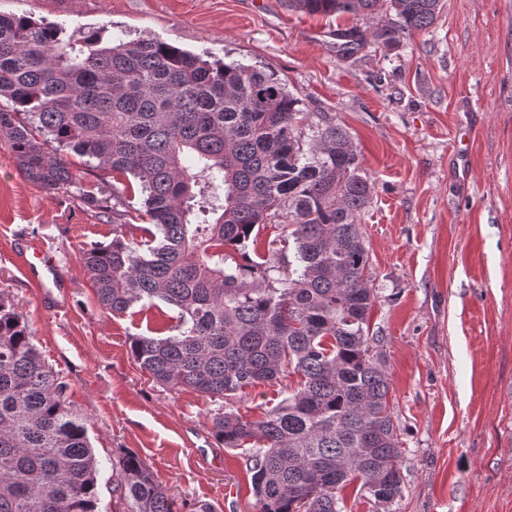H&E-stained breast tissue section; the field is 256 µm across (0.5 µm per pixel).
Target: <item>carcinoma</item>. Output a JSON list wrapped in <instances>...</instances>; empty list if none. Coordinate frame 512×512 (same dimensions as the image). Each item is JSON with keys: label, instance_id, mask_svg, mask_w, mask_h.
Returning a JSON list of instances; mask_svg holds the SVG:
<instances>
[{"label": "carcinoma", "instance_id": "cac0c4a2", "mask_svg": "<svg viewBox=\"0 0 512 512\" xmlns=\"http://www.w3.org/2000/svg\"><path fill=\"white\" fill-rule=\"evenodd\" d=\"M391 45L436 20L442 0H288L310 15L369 17L383 4ZM340 46L360 30H336ZM0 138L22 175L56 193L79 185L62 154L112 172L122 216L138 183L152 228L79 261L100 307L124 314L160 301L177 311L167 336L130 341L135 363L167 391L222 402L290 374L297 387L255 419L219 406L212 435L248 453L258 512H342L340 492L385 506L402 489V441L389 409L378 297L360 216L373 186L348 131L312 120L278 76L209 61L153 38H112L108 26L67 31L0 13ZM264 224L286 225L292 256L250 250ZM68 384L42 358L14 307L0 300V512H100L99 461ZM126 512H179L134 452L112 460Z\"/></svg>", "mask_w": 512, "mask_h": 512}]
</instances>
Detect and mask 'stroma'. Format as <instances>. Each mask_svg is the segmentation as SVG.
<instances>
[{
	"instance_id": "obj_1",
	"label": "stroma",
	"mask_w": 512,
	"mask_h": 512,
	"mask_svg": "<svg viewBox=\"0 0 512 512\" xmlns=\"http://www.w3.org/2000/svg\"><path fill=\"white\" fill-rule=\"evenodd\" d=\"M0 12L110 25L206 59L274 72L307 111L341 124L373 184L361 216L379 290L370 331L382 339L390 409L404 442L392 512H512V0H445L434 24L393 45L374 19L289 10L285 0H0ZM364 43L336 45L339 28ZM477 127L469 180L450 155L457 128ZM79 189L46 192L19 173L0 141V299L13 305L45 361L68 384L100 462V512H124L112 459L136 452L195 512H256L246 457L211 435L216 408L155 385L130 339L167 334L166 304L112 315L78 260L112 239V219L81 191L109 194L112 174L72 156ZM22 244L53 252L65 288L34 287L14 259ZM287 394L284 381L229 400L249 418Z\"/></svg>"
}]
</instances>
